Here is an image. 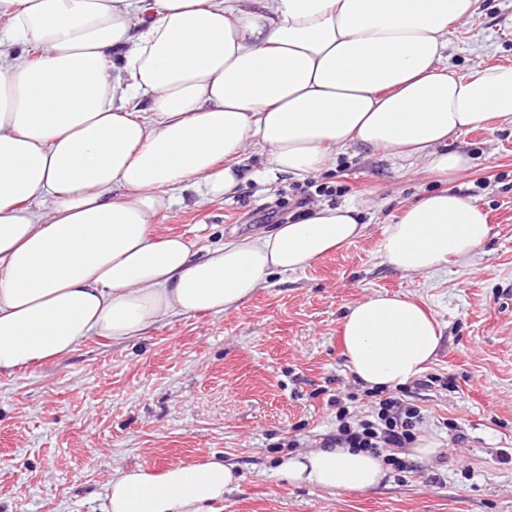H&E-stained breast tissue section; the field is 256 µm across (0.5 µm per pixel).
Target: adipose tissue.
<instances>
[{
    "mask_svg": "<svg viewBox=\"0 0 512 512\" xmlns=\"http://www.w3.org/2000/svg\"><path fill=\"white\" fill-rule=\"evenodd\" d=\"M474 0H0V372L94 336L140 337L171 316L220 313L274 274L361 236L356 208L322 206L197 254L152 224L175 189L221 198L247 146L274 172L327 169L359 146L453 176L464 130L512 124V62L461 74L448 32ZM485 212L448 189L405 205L381 243L404 273L463 260ZM441 341L409 298L376 294L343 319L346 366L368 388L422 374ZM292 484L365 490L386 472L357 448L283 459ZM239 480L212 459L117 472L107 512H213Z\"/></svg>",
    "mask_w": 512,
    "mask_h": 512,
    "instance_id": "1",
    "label": "adipose tissue"
}]
</instances>
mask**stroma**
Here are the masks:
<instances>
[{"label":"stroma","instance_id":"1","mask_svg":"<svg viewBox=\"0 0 512 512\" xmlns=\"http://www.w3.org/2000/svg\"><path fill=\"white\" fill-rule=\"evenodd\" d=\"M508 15L512 0H477L448 34L449 63L466 73L511 62ZM456 145L472 167L451 186L486 211L492 231L470 258L426 273L397 271L380 251L401 208L439 185L416 160L353 146L298 178L272 173L250 149L232 197L178 192L153 229L200 252L301 216L290 204L298 192L314 207H356L365 230L304 270L267 277L223 313L170 317L136 341L95 336L59 359L1 372L0 512H105L117 470L214 456L240 477L215 512H512V125L488 120ZM385 291L421 304L442 332L425 372L432 386L407 385L435 450L403 449L407 470H388L370 490L288 485L281 458L336 432L330 399L354 393L366 411L341 323L348 306Z\"/></svg>","mask_w":512,"mask_h":512}]
</instances>
